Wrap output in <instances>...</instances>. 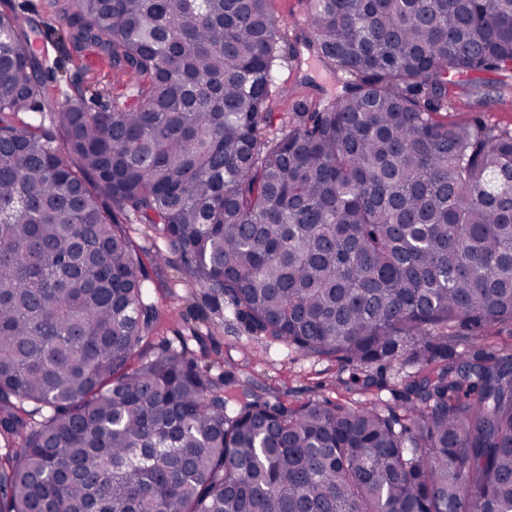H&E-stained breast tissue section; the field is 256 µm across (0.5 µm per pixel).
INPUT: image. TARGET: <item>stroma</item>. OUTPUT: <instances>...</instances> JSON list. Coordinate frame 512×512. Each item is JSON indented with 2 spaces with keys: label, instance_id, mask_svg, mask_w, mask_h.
<instances>
[{
  "label": "stroma",
  "instance_id": "35a3bbf8",
  "mask_svg": "<svg viewBox=\"0 0 512 512\" xmlns=\"http://www.w3.org/2000/svg\"><path fill=\"white\" fill-rule=\"evenodd\" d=\"M25 7L39 19V38L48 51L44 66L64 59L65 66L54 76L45 78L44 94L49 105L60 103L70 80H77L90 90L105 94L119 90L120 83L110 61L88 47L65 53L61 40L66 24L56 15L49 0H0V13ZM448 96V117L456 121L479 119L490 125L512 127V108L503 103L512 94V68L496 72H464L453 76ZM341 87L332 74L312 62L302 67H282L279 86L271 102L274 121L267 135H275L293 101H323L335 96ZM151 280L150 300L155 308L153 330L143 345V355L151 356L165 346L187 342L198 366L213 379L227 376L249 379L255 389L269 393L280 401L299 405L310 400L320 402L367 403L371 398L391 407H399L396 397L399 376L395 369L374 368L383 378L384 388L370 396L350 384L352 366L322 356H310L271 341L236 320L226 300H214L210 292L191 285L178 261L156 264L154 256L171 255L170 243L157 240L143 224L128 226Z\"/></svg>",
  "mask_w": 512,
  "mask_h": 512
}]
</instances>
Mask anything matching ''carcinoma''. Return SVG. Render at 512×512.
<instances>
[{
    "mask_svg": "<svg viewBox=\"0 0 512 512\" xmlns=\"http://www.w3.org/2000/svg\"><path fill=\"white\" fill-rule=\"evenodd\" d=\"M130 74L46 109L38 24L0 14V512H512V128L448 121L449 77L512 66V0H309L345 81L265 138L272 0H54ZM50 111L66 150L21 113ZM248 328L411 367L404 412L214 381L155 318L120 217ZM458 357L448 366V355ZM49 411L27 429L31 410Z\"/></svg>",
    "mask_w": 512,
    "mask_h": 512,
    "instance_id": "1",
    "label": "carcinoma"
}]
</instances>
